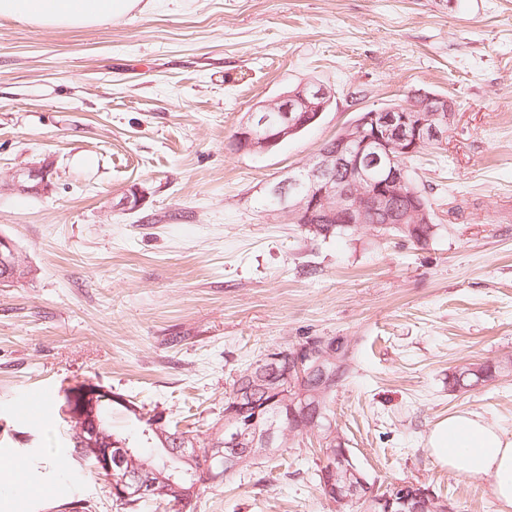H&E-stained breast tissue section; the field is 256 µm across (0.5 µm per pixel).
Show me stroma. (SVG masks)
<instances>
[{"label":"stroma","instance_id":"obj_1","mask_svg":"<svg viewBox=\"0 0 512 512\" xmlns=\"http://www.w3.org/2000/svg\"><path fill=\"white\" fill-rule=\"evenodd\" d=\"M112 23L0 20V233L32 274L0 286V512H118L63 445L62 391L93 382L206 437L240 371L271 348L343 342L333 421L370 484H425L500 512L489 478L427 449L472 412L512 434V368L455 391L462 364L512 358V0H142ZM331 102L264 153L233 138L306 82ZM456 117L413 176L441 224L426 246L368 231L310 238L265 204L359 112L412 92ZM92 158L89 166L81 158ZM52 161L45 190L12 177ZM145 199L122 205L133 188ZM39 392L46 418L22 404ZM317 436L206 488L184 512H336Z\"/></svg>","mask_w":512,"mask_h":512}]
</instances>
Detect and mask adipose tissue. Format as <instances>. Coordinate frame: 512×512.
Instances as JSON below:
<instances>
[{
    "mask_svg": "<svg viewBox=\"0 0 512 512\" xmlns=\"http://www.w3.org/2000/svg\"><path fill=\"white\" fill-rule=\"evenodd\" d=\"M139 0H0V19L46 29L84 28L117 20ZM427 446L434 460L460 478L487 477L503 512H512V435L473 413L439 421Z\"/></svg>",
    "mask_w": 512,
    "mask_h": 512,
    "instance_id": "1",
    "label": "adipose tissue"
}]
</instances>
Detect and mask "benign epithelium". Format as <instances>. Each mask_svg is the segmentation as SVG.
I'll use <instances>...</instances> for the list:
<instances>
[{"label":"benign epithelium","mask_w":512,"mask_h":512,"mask_svg":"<svg viewBox=\"0 0 512 512\" xmlns=\"http://www.w3.org/2000/svg\"><path fill=\"white\" fill-rule=\"evenodd\" d=\"M330 101L329 92L316 83H306L292 94L260 105L234 135L239 151H268L292 135L315 123ZM438 106L423 112L410 104L359 113L337 135L334 145L318 154L298 170L274 184L268 193L277 208L293 223L307 228L316 220L322 224L343 226L366 223L376 213L386 224H429L430 212L409 182L402 160L429 145H445V133L456 114L455 103L437 97ZM52 162L28 170L27 187L19 177L14 186L37 191L48 186ZM18 252L14 241L0 233V285L21 281ZM337 345L313 340L291 352L268 351L258 373L253 370L238 376L239 402L224 415V443L212 448L198 447L193 435L170 434L161 427L166 414H149L152 429L161 441L165 470L133 463L134 450L107 436L100 412L118 402L136 414L141 410L123 396L101 386L79 382L63 391L61 413L74 435L78 451L93 462L95 472L108 484L109 495L118 504L134 505L153 499L171 486L180 492L183 502L195 497L203 484H215L261 457L276 452L274 445L282 428L268 413L281 404L289 418H304L308 425L331 431L332 419L306 393L285 399L288 389L318 376H332L338 362ZM331 463L323 473V485L336 489V507L358 504L365 512H391L393 504L422 512L430 490H408L395 482L384 490L371 486L354 464L350 452H327ZM204 466H197L202 459Z\"/></svg>","instance_id":"obj_1"}]
</instances>
